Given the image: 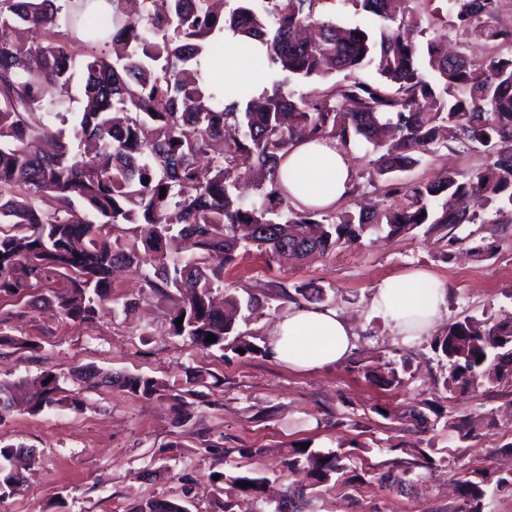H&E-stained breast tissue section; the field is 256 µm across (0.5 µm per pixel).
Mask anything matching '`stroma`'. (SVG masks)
<instances>
[{"mask_svg": "<svg viewBox=\"0 0 512 512\" xmlns=\"http://www.w3.org/2000/svg\"><path fill=\"white\" fill-rule=\"evenodd\" d=\"M355 187L341 210H356L362 198L383 201L382 182L371 177L363 151L351 153ZM488 161L483 147L451 143L425 153L408 172L427 181L450 168L468 176ZM492 242V255L466 253L459 244L422 231L389 240H362L303 261L269 262L256 249L239 250L224 269V285L256 292L308 283L327 289L331 308L351 320L356 348L332 367L300 371L265 354L238 356L191 345L168 333L171 303L141 292L142 276L130 267L112 279L117 314L93 323L62 319L56 311L0 298V327L27 341L24 349H0V380L32 379L52 370L69 376L81 366L117 374L149 375L174 392L186 389V374L205 372L197 387L206 404L193 420L174 422L170 396L147 399L117 387L84 391L81 410L52 407L33 415L11 413L0 435L33 454L21 485L0 497V512H129L140 499L190 498L192 512H224L218 476L254 472L266 477L261 498L235 496L234 512H273L289 484L283 466L289 450L308 443L328 452L357 446L367 465L362 475L306 490V512H453L455 481L476 468H512V392L477 388L450 397L448 373L430 343L449 323L466 316L499 319L512 314V223L465 224L452 231ZM424 272L447 290V311L431 335L403 340L392 335L372 308L383 279ZM134 300L122 311L126 300ZM407 363L399 388L375 377L387 363ZM429 408L428 427L411 408ZM457 408L477 419V437L462 440L438 418ZM430 450L436 464L404 487L378 478L391 457Z\"/></svg>", "mask_w": 512, "mask_h": 512, "instance_id": "obj_1", "label": "stroma"}]
</instances>
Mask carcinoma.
<instances>
[{"label":"carcinoma","mask_w":512,"mask_h":512,"mask_svg":"<svg viewBox=\"0 0 512 512\" xmlns=\"http://www.w3.org/2000/svg\"><path fill=\"white\" fill-rule=\"evenodd\" d=\"M219 0H112V18L88 25L92 0H0V296H28L41 283L64 287L49 302L66 320L91 322L112 309V272H142L151 295L170 299L169 334L220 351L261 354L266 348L237 330V317L272 299L269 291L244 300L212 293L224 283V267L242 239L268 260H306L338 246L386 234L396 237L423 227L448 237V228L474 224L478 215L462 205L472 197L493 222L512 216V57L475 60L450 52L435 32L419 47L404 37L410 0H347L357 13L379 19L372 35L344 27L322 13L329 0H234L224 13ZM503 0H441L435 18L467 38L512 43V28L489 19ZM66 30H57L59 15ZM230 29L258 38L265 58L249 57L257 71L275 70L271 89L241 106L224 104V91L203 86L201 57L217 50L216 36ZM371 67L377 80L353 76ZM346 79L307 93L296 82ZM81 104L73 111V104ZM45 112L73 117V136L44 121ZM478 143L490 162L464 177L444 171L434 179L401 183L397 174L420 163L438 145L439 133ZM93 147L78 157L72 139ZM336 143L347 152L366 145L386 194L404 203L354 214L299 208L281 184L278 162L299 141ZM166 194H161V189ZM145 225L147 235L127 241ZM179 237L187 254L170 258L167 241ZM283 297L325 301L326 291L298 285ZM182 325H177V319ZM217 341L209 343L207 337ZM433 349L448 365L446 391L512 384V320L465 317L435 337ZM64 378L44 372L38 381H0V420L16 409L38 414L65 403L78 410L81 391L118 386L143 397L164 391L147 375H113L90 366ZM199 393H173L177 418L192 419ZM448 431L474 435L470 418L448 410ZM31 451L0 435V490L13 489ZM338 452L297 447L284 462L288 497L275 512H300L302 479L317 483L346 473ZM434 460L423 449L413 459L394 458L380 479L407 483ZM245 481L253 486H239ZM266 478L224 475L230 488L259 495ZM512 492V472H467L458 482L455 512H483L490 488ZM130 512H190L187 501L142 499Z\"/></svg>","instance_id":"carcinoma-1"}]
</instances>
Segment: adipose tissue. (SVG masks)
Listing matches in <instances>:
<instances>
[{
  "label": "adipose tissue",
  "instance_id": "obj_1",
  "mask_svg": "<svg viewBox=\"0 0 512 512\" xmlns=\"http://www.w3.org/2000/svg\"><path fill=\"white\" fill-rule=\"evenodd\" d=\"M221 56H205V77L223 82L224 101L232 103L233 88L245 82L253 96L267 87L262 73L247 64L246 52L259 49L258 41L231 31L220 37ZM280 176L296 205L334 207L351 188L353 167L348 153L318 142H298L280 163ZM446 293L429 274L415 272L381 282L373 305L387 318L395 335L419 336L440 319ZM270 356L298 369H314L344 362L355 347L357 336L346 318L331 308L297 304L271 322L265 332Z\"/></svg>",
  "mask_w": 512,
  "mask_h": 512
}]
</instances>
